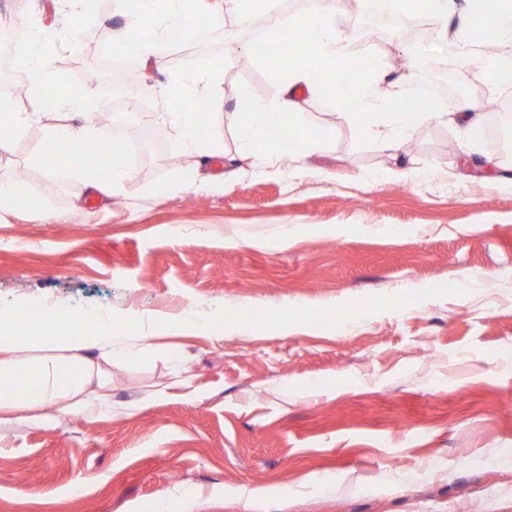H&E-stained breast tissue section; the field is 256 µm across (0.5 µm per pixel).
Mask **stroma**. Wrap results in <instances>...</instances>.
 Masks as SVG:
<instances>
[{"instance_id":"obj_1","label":"stroma","mask_w":512,"mask_h":512,"mask_svg":"<svg viewBox=\"0 0 512 512\" xmlns=\"http://www.w3.org/2000/svg\"><path fill=\"white\" fill-rule=\"evenodd\" d=\"M123 0H87L59 58L66 87L91 86L84 124L110 85L89 36L123 25ZM351 54L388 60L394 87L441 76L475 84L459 17L429 18L448 46L410 70L402 27L372 40L368 0L340 10ZM28 34L60 27L54 0H0ZM212 48L161 40L164 69L125 70L165 109L181 74L204 69L215 96L205 139L160 149L114 194L49 166L51 116L14 131L0 182L27 171L49 218L0 215V303L64 307L116 324L115 347L154 333L152 355L109 366L110 402L42 425L0 423V512H512V153L465 122L422 120L396 152L362 138L330 94L299 89L327 146L260 165L243 155L244 103L275 93L260 61L237 68L253 28L233 4ZM183 156L193 179L167 167ZM287 228V241L276 233ZM214 331L164 328L162 300ZM290 315L270 327V311Z\"/></svg>"}]
</instances>
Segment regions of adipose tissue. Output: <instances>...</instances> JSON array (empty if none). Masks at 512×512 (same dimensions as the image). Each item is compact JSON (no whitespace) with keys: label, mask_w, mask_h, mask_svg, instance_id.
<instances>
[{"label":"adipose tissue","mask_w":512,"mask_h":512,"mask_svg":"<svg viewBox=\"0 0 512 512\" xmlns=\"http://www.w3.org/2000/svg\"><path fill=\"white\" fill-rule=\"evenodd\" d=\"M222 0H127L128 21L116 29L113 43L117 48L134 49L142 56L155 54L156 33L149 24L160 17L170 35L190 39L201 25L218 22L222 17ZM466 15L470 39L483 43L487 35L512 42V0H471ZM341 22L326 0H313L310 12L272 23L266 47L261 55L275 86L274 97L242 113L237 134L249 157L270 163L282 150L283 132H290L300 150L325 143L329 131L307 123L297 109L295 92L328 90L343 120L355 126L364 138L378 142L384 149L398 147L397 135L412 128L422 113L407 109L402 99H378L375 88L385 80L388 70L382 60L365 63L363 58L347 52L340 34ZM64 31L48 30L29 40L16 55L24 68L38 100L30 110L10 114L12 127H20L41 117L42 98L57 82L54 60L63 42ZM369 68L368 80L351 79L350 74ZM211 81L202 71L183 73L177 83L178 100L170 104L161 119L176 129L186 151L206 150L197 134L193 113L183 111L180 103L195 99L209 89ZM357 111H349L350 103ZM94 139L91 124L47 127L44 148L59 166L85 185L108 193L98 164L85 161L86 146ZM83 323L80 335H71L74 323ZM112 321L57 308L51 320L37 319L32 308L0 304V385L12 388L9 400L0 402V411L21 414L30 425L41 424L39 406L64 399L65 413L81 412L90 401H106L107 383L101 364L90 353L111 347Z\"/></svg>","instance_id":"obj_1"}]
</instances>
